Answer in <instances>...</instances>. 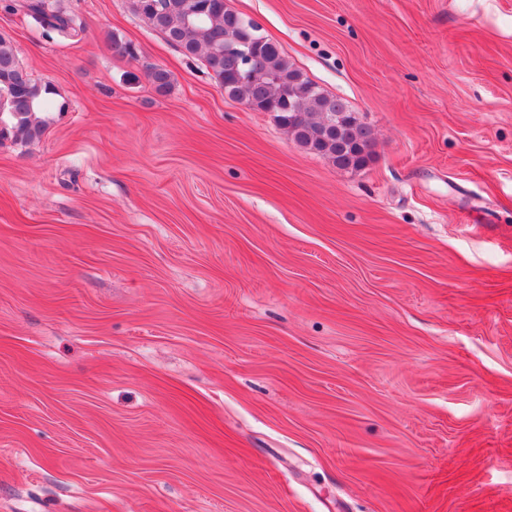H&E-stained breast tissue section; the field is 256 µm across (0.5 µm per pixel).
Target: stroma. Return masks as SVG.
<instances>
[{"label":"stroma","instance_id":"35a3bbf8","mask_svg":"<svg viewBox=\"0 0 512 512\" xmlns=\"http://www.w3.org/2000/svg\"><path fill=\"white\" fill-rule=\"evenodd\" d=\"M25 2L0 512H512V0H226L373 129L346 171L132 0ZM27 8L40 20L43 29L48 32H57L73 37L78 36L79 30H81H77L73 26V19L59 8L50 9V13H47L43 0L31 1Z\"/></svg>","mask_w":512,"mask_h":512}]
</instances>
